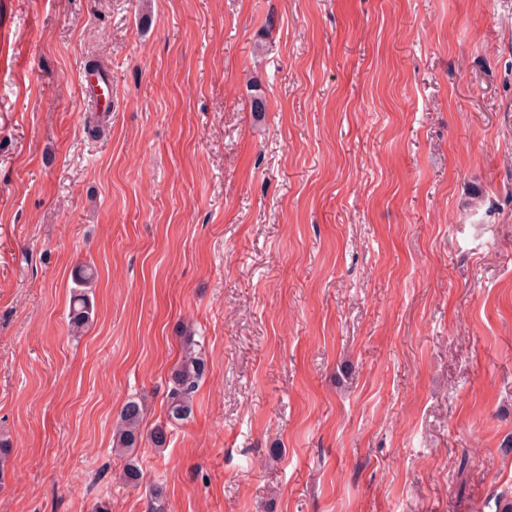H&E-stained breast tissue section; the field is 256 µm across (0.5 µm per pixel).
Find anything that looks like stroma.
<instances>
[{
    "label": "stroma",
    "instance_id": "35a3bbf8",
    "mask_svg": "<svg viewBox=\"0 0 512 512\" xmlns=\"http://www.w3.org/2000/svg\"><path fill=\"white\" fill-rule=\"evenodd\" d=\"M0 440V512H503L512 0H0ZM80 91L82 96L91 100L95 112H111L112 110V78L102 80L91 71H83L80 76ZM95 278L94 269L89 266H82L74 278V299L69 312V326L72 335L80 336L94 321V306L89 300L85 289L90 288ZM181 338V356L170 372L165 395L166 416L172 423L191 417L199 383L206 372V362L194 334ZM145 411L146 406L143 399H128L120 412L119 422L114 429V451L130 456L122 472V479L128 485L138 486L145 478L143 470L134 457L135 450L140 447L144 439L142 422Z\"/></svg>",
    "mask_w": 512,
    "mask_h": 512
}]
</instances>
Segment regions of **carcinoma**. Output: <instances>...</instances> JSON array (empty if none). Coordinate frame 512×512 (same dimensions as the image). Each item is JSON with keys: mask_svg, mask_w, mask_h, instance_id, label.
<instances>
[{"mask_svg": "<svg viewBox=\"0 0 512 512\" xmlns=\"http://www.w3.org/2000/svg\"><path fill=\"white\" fill-rule=\"evenodd\" d=\"M95 278L94 269L90 266L81 267L74 278V299L69 312V326L72 335L80 336L94 321V306L84 289L91 286ZM206 372V362L202 356L199 342L194 334L182 336L181 356L170 372L165 395L167 422L154 427L149 436H144L142 422L146 406L141 398H130L124 404L119 422L114 429L113 449L129 456L128 463L122 472V479L128 485H139L145 474L136 462L135 450L143 440H149L154 446L161 448L167 441L168 423H178L191 417L193 404L199 383Z\"/></svg>", "mask_w": 512, "mask_h": 512, "instance_id": "cac0c4a2", "label": "carcinoma"}]
</instances>
